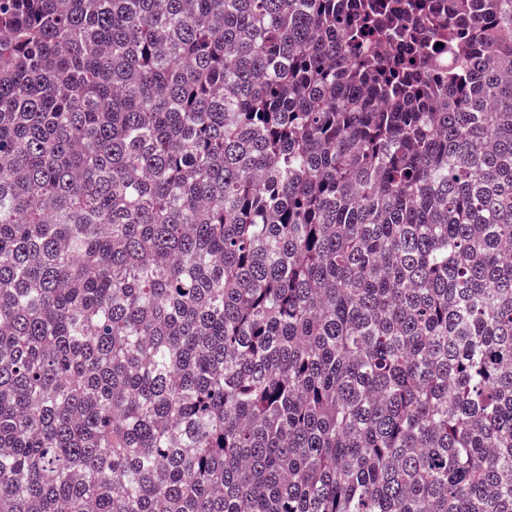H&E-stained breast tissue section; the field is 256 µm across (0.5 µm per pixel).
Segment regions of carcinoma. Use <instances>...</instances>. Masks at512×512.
Masks as SVG:
<instances>
[{
  "label": "carcinoma",
  "instance_id": "cac0c4a2",
  "mask_svg": "<svg viewBox=\"0 0 512 512\" xmlns=\"http://www.w3.org/2000/svg\"><path fill=\"white\" fill-rule=\"evenodd\" d=\"M0 512H512V0H0Z\"/></svg>",
  "mask_w": 512,
  "mask_h": 512
}]
</instances>
